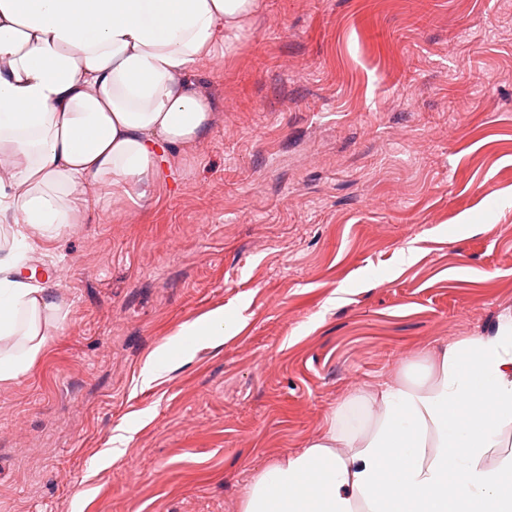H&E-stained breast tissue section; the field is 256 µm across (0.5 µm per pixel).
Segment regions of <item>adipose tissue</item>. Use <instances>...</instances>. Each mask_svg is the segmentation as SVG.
<instances>
[{
  "mask_svg": "<svg viewBox=\"0 0 512 512\" xmlns=\"http://www.w3.org/2000/svg\"><path fill=\"white\" fill-rule=\"evenodd\" d=\"M264 0H0V386L24 378L65 317L44 247L88 191L145 197L160 145L211 130L195 65L237 44ZM364 429L334 410L305 448L248 484L242 512H512V456L482 459L512 422V322L449 344L417 382L369 394Z\"/></svg>",
  "mask_w": 512,
  "mask_h": 512,
  "instance_id": "1",
  "label": "adipose tissue"
}]
</instances>
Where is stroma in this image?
Segmentation results:
<instances>
[{"instance_id": "35a3bbf8", "label": "stroma", "mask_w": 512, "mask_h": 512, "mask_svg": "<svg viewBox=\"0 0 512 512\" xmlns=\"http://www.w3.org/2000/svg\"><path fill=\"white\" fill-rule=\"evenodd\" d=\"M194 82L210 134L51 246L0 512H242L343 402L512 319V0H265Z\"/></svg>"}]
</instances>
